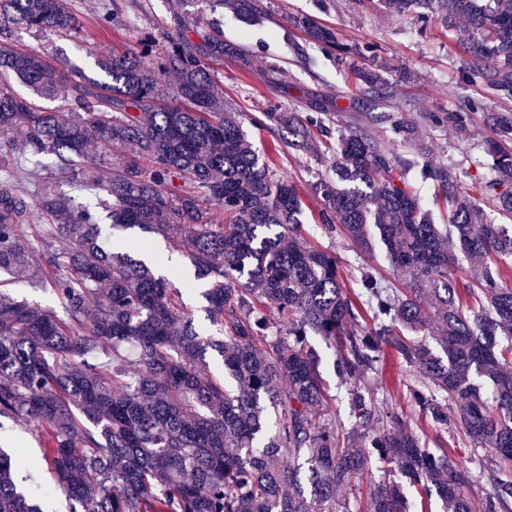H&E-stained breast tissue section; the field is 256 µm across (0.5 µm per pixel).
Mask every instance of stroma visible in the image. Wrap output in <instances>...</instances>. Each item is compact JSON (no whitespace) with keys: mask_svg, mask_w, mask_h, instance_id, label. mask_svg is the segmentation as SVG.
Returning a JSON list of instances; mask_svg holds the SVG:
<instances>
[{"mask_svg":"<svg viewBox=\"0 0 512 512\" xmlns=\"http://www.w3.org/2000/svg\"><path fill=\"white\" fill-rule=\"evenodd\" d=\"M263 12L245 18L232 10L205 11L204 22L218 25L224 40L243 45L250 54L249 65L229 61L222 68L224 98L235 107L253 147L263 155H273L274 173L294 183L305 203L303 231L316 246L335 251L343 269L369 264L388 266L383 249L363 255L339 234L321 222L323 202L312 190L321 178L332 177L326 159L292 146L287 126L265 120L275 112L311 118V103L336 104L328 125L332 135L344 131L352 117L350 105L358 91L351 70L363 63L353 47L371 43L381 57L394 67L389 76L399 94L389 103L375 107L367 124L386 151H400L391 129V116L420 120L430 112H445L463 97L484 98L483 110L473 113L468 138H458L448 130L422 123L425 157L451 169H467L474 177L485 175L483 141L490 130L485 116L512 109V102L485 96L480 86L461 85L455 67V48L438 25L421 27L412 20H400L383 12L376 0H260ZM103 0H76L75 9L89 32L85 42L57 41L61 61L86 66L90 51L104 52L117 46L136 44L141 36L156 31L169 21L177 0H116L117 15L108 32L97 30L94 19ZM304 14L333 29L339 44L348 47L343 59H336L318 45L308 42L292 28L290 16ZM17 449L36 463L37 480L51 487L54 481L41 458L40 446L24 427L4 422L0 425V447Z\"/></svg>","mask_w":512,"mask_h":512,"instance_id":"stroma-1","label":"stroma"}]
</instances>
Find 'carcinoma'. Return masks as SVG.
I'll list each match as a JSON object with an SVG mask.
<instances>
[{
  "label": "carcinoma",
  "instance_id": "obj_1",
  "mask_svg": "<svg viewBox=\"0 0 512 512\" xmlns=\"http://www.w3.org/2000/svg\"><path fill=\"white\" fill-rule=\"evenodd\" d=\"M177 2L143 49L95 56L93 76L14 39L25 27L83 40L73 0H0V169L25 156L39 180L33 192L0 184V281L23 284L34 271L59 301L55 310L0 291V418L38 437L69 512H352L375 461L382 476L366 512H409L391 464L443 512H472L470 489L483 481L492 487L483 512H512V227L484 219L480 205L512 216V112L490 113L489 177L471 185L464 171L420 162L415 127L400 119L402 153L382 150L360 124L332 146L325 126L319 140L288 122L292 145L331 154L335 178L315 186L322 222L362 254L382 246L392 269L393 284L362 269L349 294L336 256L301 234L296 185L274 177L224 107L211 66L226 55L246 66L247 49L188 23L199 0ZM380 2L399 19L440 23L463 49L461 83L512 98V0ZM229 8L262 10L259 0ZM289 23L337 48L314 18ZM356 53L369 65L352 69L355 86L393 99L376 46ZM482 106L466 98L425 120L463 139ZM414 168L440 190L447 223L424 210L406 180ZM133 229L187 249L218 337H201L183 304L193 285L155 275L139 258L143 240L125 235ZM58 239L69 246L55 248ZM461 256L481 259L462 289ZM433 327L440 355L404 335ZM312 336L334 346L337 371L353 381L348 427L332 412ZM209 355L235 385L209 371ZM390 356L419 373L408 408L463 436L471 465L429 453L406 412L389 406ZM485 374L489 394L475 381ZM22 463L0 448V512H43L16 483Z\"/></svg>",
  "mask_w": 512,
  "mask_h": 512
}]
</instances>
